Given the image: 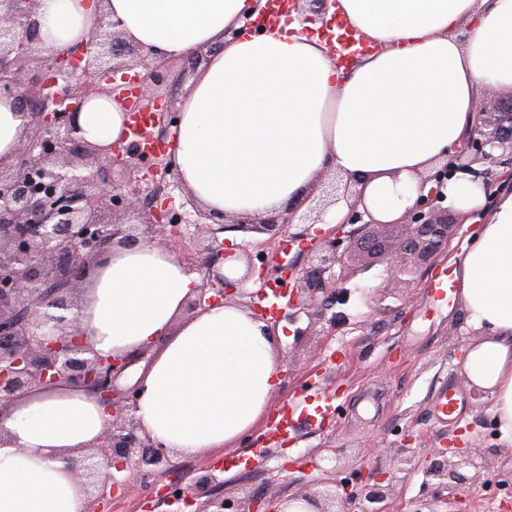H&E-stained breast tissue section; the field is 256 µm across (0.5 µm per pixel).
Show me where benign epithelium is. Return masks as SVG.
Wrapping results in <instances>:
<instances>
[{
    "label": "benign epithelium",
    "instance_id": "7a95c632",
    "mask_svg": "<svg viewBox=\"0 0 512 512\" xmlns=\"http://www.w3.org/2000/svg\"><path fill=\"white\" fill-rule=\"evenodd\" d=\"M5 2L7 8L0 12V97L17 100L27 121L14 161L0 162V420L26 390L46 382L85 387L111 405L112 419L100 441L71 459L77 481L88 487V512H98V505L111 498L112 491L170 468L171 455L142 432L135 415V389L115 387L131 358L100 356L81 336L77 318L55 316L48 310L77 307L70 299L73 287L114 245L159 243L180 256L189 245H200L206 252L205 277L197 300L190 303L193 310L204 301L220 298L261 319L260 291L236 287L216 268L224 260L220 241L224 215L201 208L190 195L187 211L186 204L176 208L165 200L144 204L140 190L130 184L108 188L99 184L98 166L106 162L126 168L136 183L156 177L158 171L148 155L134 148L97 147L77 136L78 116L90 98L86 87L110 96L112 91L100 86L136 69L140 100L152 104L160 98L167 67L155 51L127 38L103 17L83 48L54 54L39 45L38 0ZM298 2L309 23L329 7V0ZM31 71L33 78L25 79ZM477 112L479 124L454 154L421 178L429 190L420 193L401 217L405 235L384 269L394 293L408 283L414 268L430 264L448 248L457 219V213L444 206L448 178L461 170L477 173L473 164L494 159L497 149L512 151V101L497 112L487 111L481 103ZM325 193L311 222L305 216L295 222L297 210L290 205L264 220L250 216L232 220L242 232L267 235L265 240L251 242L254 248L285 237L289 245L307 254L306 266L289 269L292 288L284 295L288 318L296 322L304 315L308 319L306 328L297 329L299 336L321 321L335 326L332 309L351 297L342 284L360 269L334 272L343 266L355 235L344 228L383 225L362 206V190L352 188V181L333 179ZM340 199L347 201L348 211L336 231L311 233L325 210ZM503 451L494 449L498 454ZM504 452L508 466L491 473V479L497 487L512 490V450ZM423 456V485L438 502L450 503L463 485L481 475L470 448H427ZM104 463L110 470H104ZM309 466L328 475L318 482L317 490L300 496L313 512H386L390 485L396 473L405 472L401 467L354 484L339 481L334 448L312 459ZM222 472L223 467L214 466L192 488L174 493V500L192 512H202L195 508L196 501L221 482ZM210 505L212 512H260V505L251 508L234 497L218 498Z\"/></svg>",
    "mask_w": 512,
    "mask_h": 512
}]
</instances>
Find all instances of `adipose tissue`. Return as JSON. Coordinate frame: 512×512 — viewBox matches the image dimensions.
Listing matches in <instances>:
<instances>
[{
  "instance_id": "obj_1",
  "label": "adipose tissue",
  "mask_w": 512,
  "mask_h": 512,
  "mask_svg": "<svg viewBox=\"0 0 512 512\" xmlns=\"http://www.w3.org/2000/svg\"><path fill=\"white\" fill-rule=\"evenodd\" d=\"M252 0H39L43 45L88 42L100 16L171 59L210 49L179 105L173 155L182 182L208 210L258 218L306 202L321 174L358 181L382 221L418 195V177L452 152L477 121L480 89L512 88V0H336L340 22L373 53L340 63L298 21L229 38ZM127 110L89 100L80 137L122 140ZM25 118L0 98V162L19 147ZM443 192L467 214L486 196L459 172ZM454 278L476 339L461 368L485 390L505 447H512V193L486 212ZM200 276L158 244L115 246L87 275L75 310L104 355L154 357L137 378L136 417L164 448L205 455L237 443L262 420L280 383L265 322L231 304L186 315ZM108 415L69 383L36 385L0 422V512H88L69 466L93 446Z\"/></svg>"
}]
</instances>
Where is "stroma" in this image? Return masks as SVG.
Here are the masks:
<instances>
[{
    "instance_id": "1",
    "label": "stroma",
    "mask_w": 512,
    "mask_h": 512,
    "mask_svg": "<svg viewBox=\"0 0 512 512\" xmlns=\"http://www.w3.org/2000/svg\"><path fill=\"white\" fill-rule=\"evenodd\" d=\"M468 225L456 228L448 252L422 267L404 291L393 298L382 279L369 277L385 313L346 304V319L336 328L316 324L298 338L296 325L281 318L280 345L286 353L282 384L269 399L270 407L292 400L310 385L335 392L337 410L323 423L299 419L294 439L283 446L268 444L263 435L270 419L261 420L235 448L207 456L176 455L171 467L126 489L115 491L103 512H173L169 492L193 485L203 470L218 460L250 453L247 466L225 469L223 485L212 488L214 498L254 496L270 501L302 491L309 471L296 466L299 457L326 448L341 452V480L356 481L375 471L400 466L399 449L435 448L471 433L470 445L485 471L497 469L502 456L490 404H477L459 364L462 347L473 340L463 316L459 294L443 302L432 298V285L448 274V258L467 243ZM457 389L463 398L460 415L443 423L431 411L434 393L442 386ZM386 452H378L377 442Z\"/></svg>"
}]
</instances>
